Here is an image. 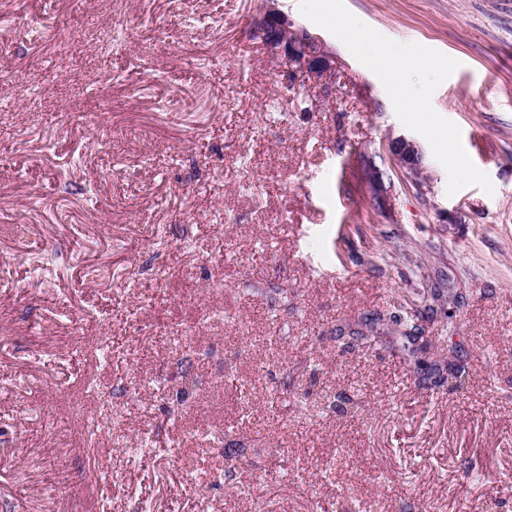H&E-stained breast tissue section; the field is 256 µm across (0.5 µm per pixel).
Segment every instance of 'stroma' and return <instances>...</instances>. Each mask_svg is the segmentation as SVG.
<instances>
[{"label":"stroma","instance_id":"obj_1","mask_svg":"<svg viewBox=\"0 0 512 512\" xmlns=\"http://www.w3.org/2000/svg\"><path fill=\"white\" fill-rule=\"evenodd\" d=\"M345 4L458 61L432 104L494 194L297 0H0V512H512V0ZM253 28L266 49L293 64L294 67L288 71L290 84L304 74L308 78L325 79V88H330L335 75L336 58L319 37L295 25L287 16L272 10L255 16ZM383 150L406 172L415 174L420 169L421 152L414 141L405 137L390 138Z\"/></svg>","mask_w":512,"mask_h":512}]
</instances>
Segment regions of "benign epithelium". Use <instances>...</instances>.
Listing matches in <instances>:
<instances>
[{
    "label": "benign epithelium",
    "mask_w": 512,
    "mask_h": 512,
    "mask_svg": "<svg viewBox=\"0 0 512 512\" xmlns=\"http://www.w3.org/2000/svg\"><path fill=\"white\" fill-rule=\"evenodd\" d=\"M255 34L263 45L286 58L293 68L288 71L289 81L300 75L323 79L331 85L336 70V58L326 49L321 39L308 30L295 25L287 16L266 10L253 19ZM383 150L403 170L417 173L421 165V152L412 140L395 137L387 140Z\"/></svg>",
    "instance_id": "benign-epithelium-1"
}]
</instances>
